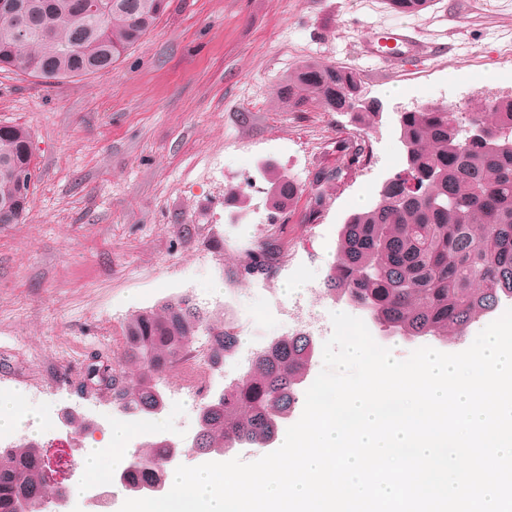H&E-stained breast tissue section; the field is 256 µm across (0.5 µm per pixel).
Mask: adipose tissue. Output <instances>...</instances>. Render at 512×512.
Masks as SVG:
<instances>
[{
  "mask_svg": "<svg viewBox=\"0 0 512 512\" xmlns=\"http://www.w3.org/2000/svg\"><path fill=\"white\" fill-rule=\"evenodd\" d=\"M42 426L41 415L21 397L0 395V433L24 431L32 436ZM135 442L136 431L124 420L113 421L102 439L89 441L83 458L85 480L72 486V498L81 499L88 484L106 481L112 470L124 464Z\"/></svg>",
  "mask_w": 512,
  "mask_h": 512,
  "instance_id": "obj_1",
  "label": "adipose tissue"
}]
</instances>
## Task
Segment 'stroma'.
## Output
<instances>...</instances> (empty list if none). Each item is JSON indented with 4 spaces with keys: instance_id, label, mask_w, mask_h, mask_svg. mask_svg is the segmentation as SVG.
<instances>
[{
    "instance_id": "35a3bbf8",
    "label": "stroma",
    "mask_w": 512,
    "mask_h": 512,
    "mask_svg": "<svg viewBox=\"0 0 512 512\" xmlns=\"http://www.w3.org/2000/svg\"><path fill=\"white\" fill-rule=\"evenodd\" d=\"M398 26L437 52L393 73L362 39ZM309 59L353 69L383 103L369 129L343 112L281 106L277 85ZM511 72L512 0H433L410 15L386 0H169L114 69L55 85L0 72V122L29 130L36 163L24 223L0 229V393L43 414L38 441L58 452L69 443L60 409L90 421L120 416L111 392L80 387L91 356L133 371L122 357L127 319L181 295L219 313L238 338L224 385L246 371V357L291 334L297 299L323 329L315 375L341 311L365 320L399 359L423 346L466 350L489 318L450 345L412 339L330 297L324 279L348 216L371 206L403 166L398 110L480 108L512 95L501 80ZM344 142L362 145L359 164H347ZM267 162L300 188L288 212L268 204ZM239 185L244 201L225 202ZM271 235L282 251L273 272L238 275L241 257ZM293 284L299 290L287 296ZM183 376L180 364L168 373L165 409L135 428L141 441L153 429L178 442L179 464L197 466L196 402L173 396Z\"/></svg>"
}]
</instances>
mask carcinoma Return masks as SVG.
<instances>
[{"label":"carcinoma","mask_w":512,"mask_h":512,"mask_svg":"<svg viewBox=\"0 0 512 512\" xmlns=\"http://www.w3.org/2000/svg\"><path fill=\"white\" fill-rule=\"evenodd\" d=\"M17 2L16 21L0 17V70L47 83L111 68L168 7V0H108V9L96 15L86 11L85 0ZM387 3L397 13L414 14L432 0ZM360 88L352 70L310 59L285 76L277 95L291 112L309 104L337 112ZM399 141L409 148L404 168L382 185L374 204L347 218L325 289L388 330L413 338L462 336L512 299V99L464 114L446 105L402 112ZM35 177L28 130L1 124L0 225L24 222ZM269 183L271 208H290L297 196L291 177L272 171ZM279 255L261 242L240 271L263 274ZM202 332L210 338L208 365L220 371L236 353V336L192 297L133 314L123 352L138 371L111 367L112 401L132 417L161 412V380ZM314 353L308 335L273 339L242 376L202 398L194 447L217 455L243 444L274 443L300 401ZM179 453L172 440L144 441L135 461L118 472V483L133 495H160L169 461ZM59 490L39 442L20 438L0 448V512H17L22 501L41 512L49 498L69 496Z\"/></svg>","instance_id":"obj_1"}]
</instances>
